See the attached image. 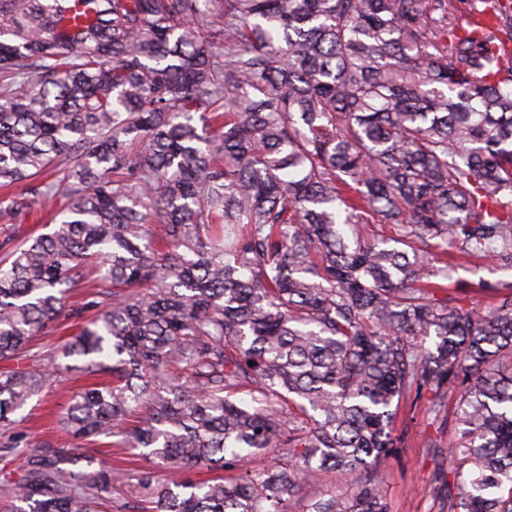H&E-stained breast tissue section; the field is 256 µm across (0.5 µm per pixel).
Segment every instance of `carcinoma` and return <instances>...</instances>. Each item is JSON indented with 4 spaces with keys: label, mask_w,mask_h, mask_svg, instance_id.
<instances>
[{
    "label": "carcinoma",
    "mask_w": 512,
    "mask_h": 512,
    "mask_svg": "<svg viewBox=\"0 0 512 512\" xmlns=\"http://www.w3.org/2000/svg\"><path fill=\"white\" fill-rule=\"evenodd\" d=\"M484 2L0 0V218L63 206L0 258V512H288L336 469L355 493L305 512H389L411 397L456 405L443 512H512V280L458 276L512 271V0ZM91 266L95 316L19 364ZM73 370L62 427L143 469L20 430Z\"/></svg>",
    "instance_id": "1"
}]
</instances>
